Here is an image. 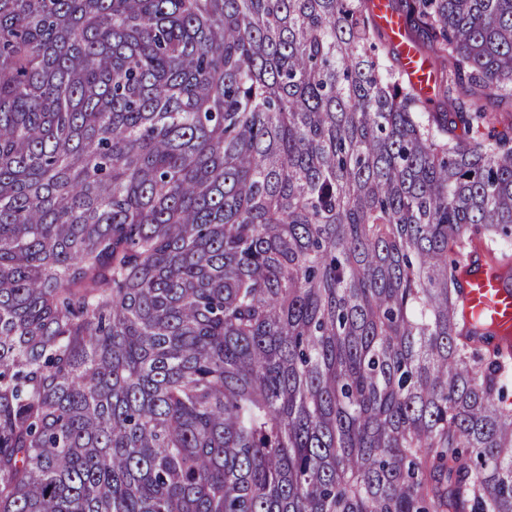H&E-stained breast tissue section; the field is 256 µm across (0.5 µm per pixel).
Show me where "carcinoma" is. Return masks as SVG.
<instances>
[{
  "instance_id": "obj_1",
  "label": "carcinoma",
  "mask_w": 512,
  "mask_h": 512,
  "mask_svg": "<svg viewBox=\"0 0 512 512\" xmlns=\"http://www.w3.org/2000/svg\"><path fill=\"white\" fill-rule=\"evenodd\" d=\"M372 2L0 0V512H512V0ZM374 13L378 23L384 28L403 61L409 79L424 92L430 85L429 66L418 52L406 41L404 21L398 14L386 8V0H374ZM460 259L462 260L459 278L467 320L472 324L481 321L482 327L494 329L501 345L510 350L512 347L510 271L492 266L481 244H477L469 253L461 255Z\"/></svg>"
}]
</instances>
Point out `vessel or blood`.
<instances>
[{
	"label": "vessel or blood",
	"mask_w": 512,
	"mask_h": 512,
	"mask_svg": "<svg viewBox=\"0 0 512 512\" xmlns=\"http://www.w3.org/2000/svg\"><path fill=\"white\" fill-rule=\"evenodd\" d=\"M374 13L396 47L409 79L421 89L430 85L429 66L406 40L404 21L386 0H374ZM464 314L470 322L494 329L502 346L512 347V272L495 268L483 246L474 247L460 263Z\"/></svg>",
	"instance_id": "vessel-or-blood-1"
}]
</instances>
